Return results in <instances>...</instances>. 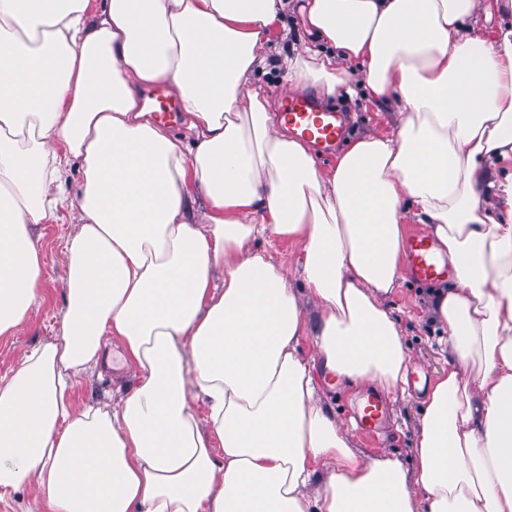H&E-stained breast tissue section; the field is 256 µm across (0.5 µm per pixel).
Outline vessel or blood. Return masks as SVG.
Segmentation results:
<instances>
[{
  "label": "vessel or blood",
  "instance_id": "1",
  "mask_svg": "<svg viewBox=\"0 0 512 512\" xmlns=\"http://www.w3.org/2000/svg\"><path fill=\"white\" fill-rule=\"evenodd\" d=\"M283 119L294 133L309 138L321 152L336 149L346 133V124L339 112L323 107L314 98L297 92L283 100ZM407 259L415 279L434 283L449 276L451 269L446 257L439 254L423 234L413 235L407 246ZM362 432L375 434L388 425L389 412L385 398L369 391L355 411Z\"/></svg>",
  "mask_w": 512,
  "mask_h": 512
}]
</instances>
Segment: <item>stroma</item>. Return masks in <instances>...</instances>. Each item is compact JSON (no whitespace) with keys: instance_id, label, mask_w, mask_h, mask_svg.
<instances>
[{"instance_id":"stroma-1","label":"stroma","mask_w":512,"mask_h":512,"mask_svg":"<svg viewBox=\"0 0 512 512\" xmlns=\"http://www.w3.org/2000/svg\"><path fill=\"white\" fill-rule=\"evenodd\" d=\"M303 0H285L281 21L272 32L267 45L264 64L258 65L251 79L252 86L261 88L273 107H281L282 95L289 85L284 80L282 67L284 58L296 55L303 49L328 53L330 47L325 40L310 32L306 16L300 7ZM350 91H339L326 97L325 105L344 112L348 121V138L380 131H396L399 115L395 107H382L365 99L361 88L360 69L348 68ZM76 229L68 208H59L55 216L41 224V249L44 255L43 297L32 310L28 320L12 335L0 336V380L9 378L21 364L24 356L38 342L57 337L60 333L61 313L65 303V266L63 249L66 239ZM254 248L266 251L274 262L288 269V284L298 297L306 291L300 277L299 261L301 245L295 241L281 240L273 236L258 238ZM436 292L435 286H426L412 279L409 270H402L395 291L386 299V305L398 321L402 330V342L407 355L409 372L425 376L428 383H436L448 372V357L440 350L439 343L447 339L448 329L431 311ZM325 401L337 420L347 426L352 450L361 457L389 454L398 457L405 466L414 464V448L420 431V422L425 406V393L415 385H399L389 394L390 423L380 433L367 435L352 427L355 411L356 387L350 382L333 383L324 378Z\"/></svg>"}]
</instances>
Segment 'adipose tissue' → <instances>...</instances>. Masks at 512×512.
<instances>
[{"label": "adipose tissue", "mask_w": 512, "mask_h": 512, "mask_svg": "<svg viewBox=\"0 0 512 512\" xmlns=\"http://www.w3.org/2000/svg\"><path fill=\"white\" fill-rule=\"evenodd\" d=\"M88 3L0 0L1 336L41 298L39 224L63 203L77 224L61 335L0 382V490L34 487L37 512H512V27L472 34L483 0H307L334 52L296 56L289 82L331 96L358 62L400 104L395 134L325 174L250 85L283 0ZM158 85L194 146L148 118ZM409 212L456 282L432 301L448 373L411 469L358 459L316 374L402 381L384 298ZM268 231L302 246L315 329L250 247ZM112 340L126 388L78 400Z\"/></svg>", "instance_id": "1"}]
</instances>
